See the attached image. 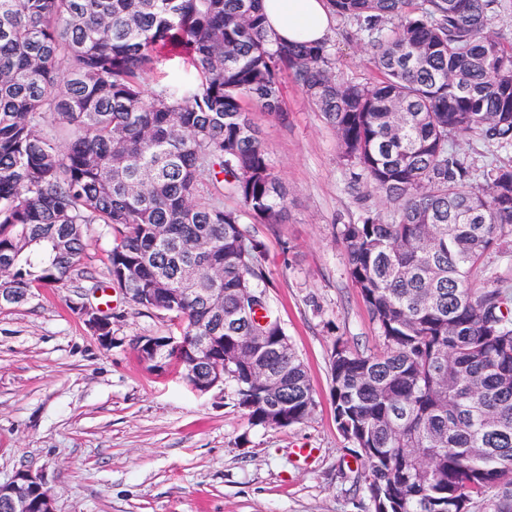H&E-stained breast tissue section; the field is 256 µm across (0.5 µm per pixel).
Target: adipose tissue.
<instances>
[{
  "label": "adipose tissue",
  "mask_w": 512,
  "mask_h": 512,
  "mask_svg": "<svg viewBox=\"0 0 512 512\" xmlns=\"http://www.w3.org/2000/svg\"><path fill=\"white\" fill-rule=\"evenodd\" d=\"M261 6L269 33L287 42L322 41L333 23L327 0H262Z\"/></svg>",
  "instance_id": "adipose-tissue-1"
}]
</instances>
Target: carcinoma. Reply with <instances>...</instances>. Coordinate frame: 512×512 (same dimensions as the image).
Returning a JSON list of instances; mask_svg holds the SVG:
<instances>
[{
	"instance_id": "carcinoma-1",
	"label": "carcinoma",
	"mask_w": 512,
	"mask_h": 512,
	"mask_svg": "<svg viewBox=\"0 0 512 512\" xmlns=\"http://www.w3.org/2000/svg\"><path fill=\"white\" fill-rule=\"evenodd\" d=\"M261 0H0V306L62 288L112 234L109 284L210 336L253 426L310 418L307 370L266 299L264 244L288 192L251 112L282 124L290 78L334 130L363 207L346 270L382 339L329 357L338 429L373 512H512V160L478 166L451 138L512 150V0H328L353 23L372 84L336 78L331 38L290 44ZM182 73L149 88L163 50ZM234 206L228 207L225 201ZM482 274L478 286L474 276ZM223 296L213 310L201 292ZM163 361L168 336H135ZM276 379L279 389L260 381ZM277 408L281 420L269 421Z\"/></svg>"
}]
</instances>
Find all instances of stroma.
Listing matches in <instances>:
<instances>
[{
    "label": "stroma",
    "instance_id": "obj_1",
    "mask_svg": "<svg viewBox=\"0 0 512 512\" xmlns=\"http://www.w3.org/2000/svg\"><path fill=\"white\" fill-rule=\"evenodd\" d=\"M331 36L337 77L375 80L349 22L335 19ZM283 97L288 124L263 112L252 119L288 189V221L248 231L265 245L268 305L307 369L310 418L253 426L233 383L199 395L179 374L149 371L131 338L174 327L117 289L87 295L88 278L108 276L112 237L97 225L66 287L0 308V482L33 469L56 512H368L336 425L328 364L336 337L363 353L381 343L338 237L361 202L334 130L293 82ZM88 303L110 305L111 345L85 326ZM302 446L308 459L296 453Z\"/></svg>",
    "mask_w": 512,
    "mask_h": 512
}]
</instances>
